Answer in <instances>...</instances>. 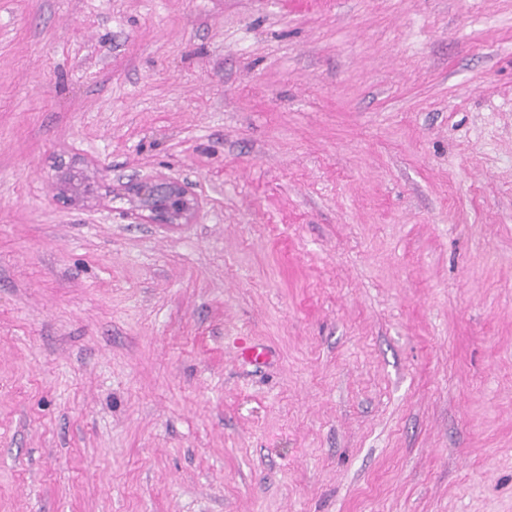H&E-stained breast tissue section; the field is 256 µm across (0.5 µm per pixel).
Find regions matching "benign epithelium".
Listing matches in <instances>:
<instances>
[{
  "mask_svg": "<svg viewBox=\"0 0 512 512\" xmlns=\"http://www.w3.org/2000/svg\"><path fill=\"white\" fill-rule=\"evenodd\" d=\"M117 182L131 201L152 224H187L198 209L199 201L187 187L175 180L162 177H142ZM57 194L70 201L80 199L89 190L77 192L72 188L69 174L61 172L56 183Z\"/></svg>",
  "mask_w": 512,
  "mask_h": 512,
  "instance_id": "1",
  "label": "benign epithelium"
}]
</instances>
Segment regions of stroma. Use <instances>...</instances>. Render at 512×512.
Returning a JSON list of instances; mask_svg holds the SVG:
<instances>
[{"label": "stroma", "instance_id": "stroma-1", "mask_svg": "<svg viewBox=\"0 0 512 512\" xmlns=\"http://www.w3.org/2000/svg\"><path fill=\"white\" fill-rule=\"evenodd\" d=\"M0 512H512V0H0ZM121 184L131 201L152 224H187L198 209L199 201L178 181L162 177H142Z\"/></svg>", "mask_w": 512, "mask_h": 512}]
</instances>
